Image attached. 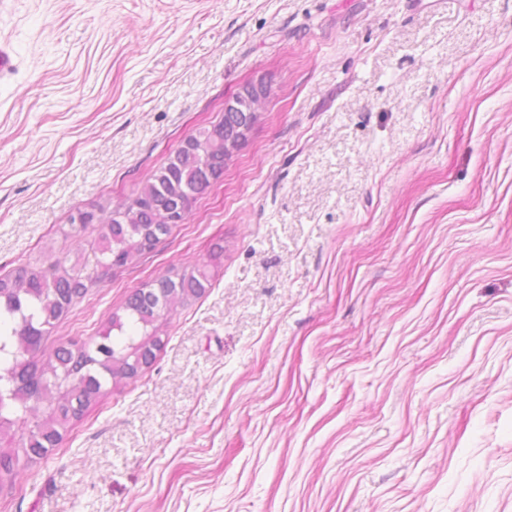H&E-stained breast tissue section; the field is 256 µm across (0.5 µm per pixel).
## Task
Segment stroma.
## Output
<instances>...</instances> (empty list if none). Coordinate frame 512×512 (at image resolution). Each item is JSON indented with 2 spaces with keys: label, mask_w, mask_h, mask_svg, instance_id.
Listing matches in <instances>:
<instances>
[{
  "label": "stroma",
  "mask_w": 512,
  "mask_h": 512,
  "mask_svg": "<svg viewBox=\"0 0 512 512\" xmlns=\"http://www.w3.org/2000/svg\"><path fill=\"white\" fill-rule=\"evenodd\" d=\"M0 271L90 253L251 82L224 175L46 349L212 285L0 512H512V0H0Z\"/></svg>",
  "instance_id": "stroma-1"
}]
</instances>
